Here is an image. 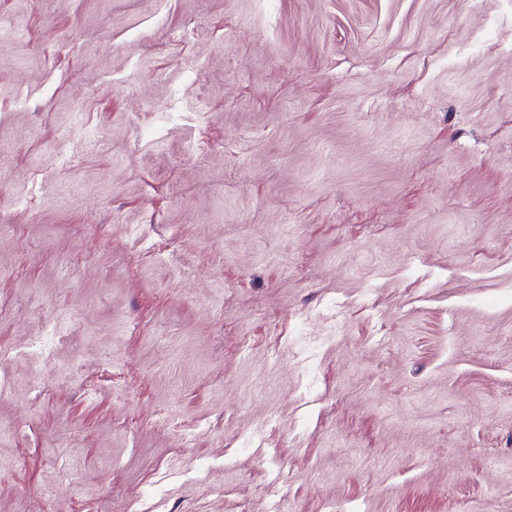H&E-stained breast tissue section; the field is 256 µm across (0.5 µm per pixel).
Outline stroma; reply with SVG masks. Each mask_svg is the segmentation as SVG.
I'll list each match as a JSON object with an SVG mask.
<instances>
[{
    "mask_svg": "<svg viewBox=\"0 0 512 512\" xmlns=\"http://www.w3.org/2000/svg\"><path fill=\"white\" fill-rule=\"evenodd\" d=\"M0 18V512H512V0Z\"/></svg>",
    "mask_w": 512,
    "mask_h": 512,
    "instance_id": "1",
    "label": "stroma"
}]
</instances>
